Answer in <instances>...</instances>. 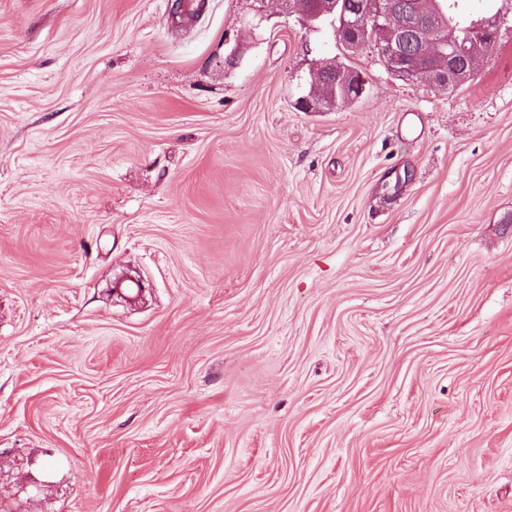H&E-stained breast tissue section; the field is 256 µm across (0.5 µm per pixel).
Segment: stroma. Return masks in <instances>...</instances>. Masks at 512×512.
Masks as SVG:
<instances>
[{"label": "stroma", "mask_w": 512, "mask_h": 512, "mask_svg": "<svg viewBox=\"0 0 512 512\" xmlns=\"http://www.w3.org/2000/svg\"><path fill=\"white\" fill-rule=\"evenodd\" d=\"M174 2L0 0V512H512V0L449 90ZM345 67V68H344ZM336 64V61L321 62L316 68V90L315 104H322L333 106L338 101L349 102L359 98L364 92L363 80L354 72L348 70L347 66ZM347 68V69H346ZM327 70L325 75L326 80L330 78V73L333 74L332 81L323 80V71ZM337 87L344 88L342 93L337 92Z\"/></svg>", "instance_id": "35a3bbf8"}]
</instances>
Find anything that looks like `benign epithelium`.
<instances>
[{
	"label": "benign epithelium",
	"instance_id": "7a95c632",
	"mask_svg": "<svg viewBox=\"0 0 512 512\" xmlns=\"http://www.w3.org/2000/svg\"><path fill=\"white\" fill-rule=\"evenodd\" d=\"M288 14L299 15L305 24L315 27L318 20L340 15L339 25L334 28L337 38L343 42L365 34L367 40L381 51L387 67L406 80L426 81L441 87L453 88L470 80L479 59L491 47L503 17L496 16L480 21L472 28L470 38L459 43L454 30L433 15L431 0H416L419 24L415 26L416 54L406 55L401 48L404 20L396 6V0H372L367 9L350 10L341 0H281ZM448 48L461 46L463 65L454 63L452 57L440 53L443 43ZM333 74V80L324 81L323 71ZM315 103L333 106L337 102H349L364 92L363 80L354 72L324 61L315 68Z\"/></svg>",
	"mask_w": 512,
	"mask_h": 512
}]
</instances>
